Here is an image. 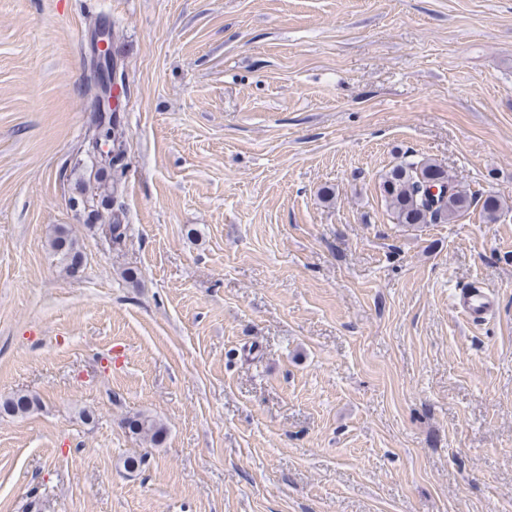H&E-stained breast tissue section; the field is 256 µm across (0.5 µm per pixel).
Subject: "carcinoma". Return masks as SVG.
I'll list each match as a JSON object with an SVG mask.
<instances>
[{
    "mask_svg": "<svg viewBox=\"0 0 512 512\" xmlns=\"http://www.w3.org/2000/svg\"><path fill=\"white\" fill-rule=\"evenodd\" d=\"M93 123L96 133L110 142L115 156L107 155L97 163L95 173H84L85 193L81 201L92 207L91 215L98 216L95 209L96 193L93 183L99 182L105 171L112 173L113 183L121 182L123 174L114 171L117 160L127 151L124 129L118 112L94 111ZM442 182L445 193L433 195L429 184ZM382 191L386 206L398 224H441L467 212L474 202L473 195L448 175V171L430 159L405 161L392 167L383 177ZM49 246L58 256L62 271L73 274L81 266L83 253L70 230L62 225L55 226L49 234ZM38 405V399L25 392L14 393L0 400V415L24 416ZM128 433L148 441L153 446L164 443L167 437L166 425L156 417L137 412L123 420Z\"/></svg>",
    "mask_w": 512,
    "mask_h": 512,
    "instance_id": "carcinoma-1",
    "label": "carcinoma"
}]
</instances>
